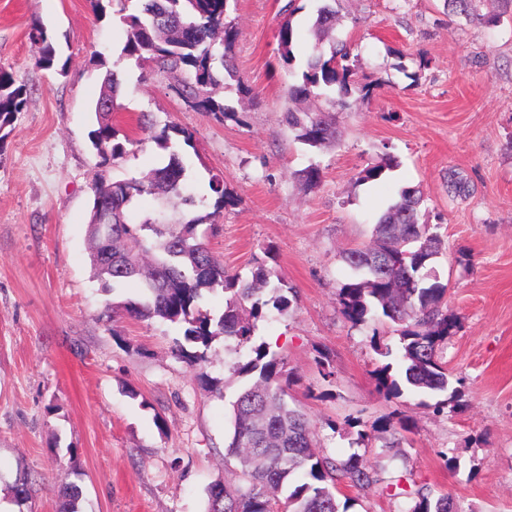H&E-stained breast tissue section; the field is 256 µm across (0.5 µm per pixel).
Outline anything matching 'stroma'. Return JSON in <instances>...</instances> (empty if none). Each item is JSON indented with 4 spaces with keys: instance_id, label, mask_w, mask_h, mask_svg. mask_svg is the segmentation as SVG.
Returning a JSON list of instances; mask_svg holds the SVG:
<instances>
[{
    "instance_id": "1",
    "label": "stroma",
    "mask_w": 512,
    "mask_h": 512,
    "mask_svg": "<svg viewBox=\"0 0 512 512\" xmlns=\"http://www.w3.org/2000/svg\"><path fill=\"white\" fill-rule=\"evenodd\" d=\"M285 2L229 0L237 77L217 96L235 114L218 121L190 108L167 75L122 56L119 0L102 20L90 0H0V67L27 91L0 140V512H58L65 483L80 489L78 512H204L206 487L228 476L230 403L243 384L233 342L216 338L192 368L172 351L176 326L103 315L139 289L107 292L92 275L90 184L100 173L140 176L160 151L142 138L115 168L94 153L99 52L123 85L114 123L135 135L146 113L156 128L193 131L174 149L195 194L223 175L235 202L210 219L213 256L245 277L262 262L295 291L288 312L258 321L255 336L284 356L320 454H363L384 481L450 494L458 512H512V19L487 25L499 0H479L471 19L448 13L444 0H337L336 36L358 56V83L374 89L349 111L312 101L332 113L336 137L311 148L282 119ZM34 21L55 39L66 76L37 69ZM387 154L396 169L356 183ZM311 165L323 172L313 190L297 176ZM454 177L462 191L451 189ZM404 187L423 192L444 241L433 265L460 322L444 351L459 410L433 412L412 392L380 397L375 370L401 369L396 326L352 325L336 304L350 277L343 251L369 242ZM375 335L390 356L374 350ZM402 414L410 429L389 444L378 428ZM21 477L24 498L14 494ZM340 496L348 512H404L408 503L382 484L344 486Z\"/></svg>"
}]
</instances>
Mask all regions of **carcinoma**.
Listing matches in <instances>:
<instances>
[{"instance_id":"1","label":"carcinoma","mask_w":512,"mask_h":512,"mask_svg":"<svg viewBox=\"0 0 512 512\" xmlns=\"http://www.w3.org/2000/svg\"><path fill=\"white\" fill-rule=\"evenodd\" d=\"M139 2L137 12L122 16L123 54L174 75L176 93L192 109L219 120L235 115L216 98L224 77H235L231 63L235 32L224 22L228 0ZM476 2L447 0V6L452 13L468 17L476 11ZM298 10L296 0H288L278 31L280 56L293 79L288 99H309L319 96L323 88H335L332 104L346 108L356 94L369 97L371 86L353 80L355 58L350 45L333 36L339 17L328 3L317 7L312 51L300 70H293L292 19ZM28 36L39 46L36 66L64 73L66 65L58 64L48 29L34 22ZM325 37L327 53L322 49ZM121 89L117 73L105 70L90 131L91 145L103 164L124 158L128 146L134 145L127 137L118 139L110 116L119 107ZM26 103L24 86L16 85L13 74L0 67V132L14 124ZM283 119L296 131V140L309 147L336 137V128L320 112L289 110ZM153 128L152 122H142L141 130L165 153L157 166L139 178L98 176L92 183L88 226L95 249L90 262L105 289L139 283L143 298L125 302L122 311L134 319L157 318L178 327L184 342L176 343L174 351L189 366L206 361L207 350L218 336L234 340L236 350L246 351L245 358L233 366L234 374L247 382L231 404L232 432L224 453L237 481L211 483L205 490V512H347L340 509L338 485L368 488L382 481V468L368 464L357 453L345 461L316 454L310 418L288 401L290 379L283 359L254 342L255 321L287 312L293 290L273 281L272 272L262 263L243 278L214 259L199 227L232 203L233 197L224 178L214 175L209 194L196 198L187 184L185 161L170 149L172 136L189 144L192 133L173 123L158 133ZM394 167L396 160L388 155L358 172L356 182H375ZM143 196L154 201V208L133 224L129 211ZM424 202L419 189H401L379 216L373 243L342 255L353 272L337 294L343 318L362 325L382 316L398 326L402 373L394 377L388 364L375 371L378 391L387 400L402 396L405 389L438 397L449 389L444 350L457 321L448 313V286L429 276L442 250V238L421 220ZM197 206L213 211H197ZM217 286L225 293V303L222 314L214 316L200 302L203 293ZM188 344L194 350H188ZM413 501L405 512H453L449 494L436 496L426 487L416 490Z\"/></svg>"}]
</instances>
